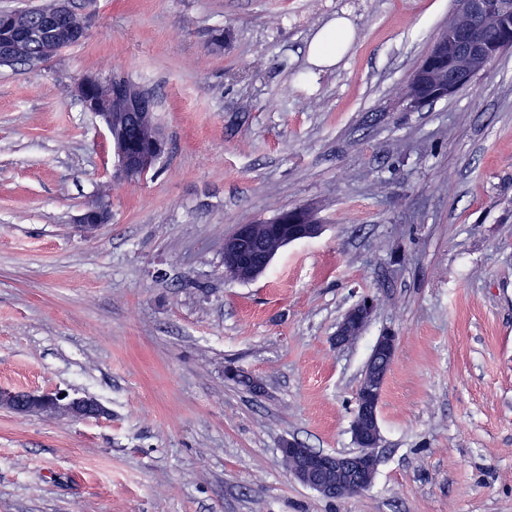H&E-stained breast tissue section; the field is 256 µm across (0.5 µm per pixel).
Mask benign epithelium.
Returning <instances> with one entry per match:
<instances>
[{
    "label": "benign epithelium",
    "instance_id": "obj_1",
    "mask_svg": "<svg viewBox=\"0 0 512 512\" xmlns=\"http://www.w3.org/2000/svg\"><path fill=\"white\" fill-rule=\"evenodd\" d=\"M74 12L73 0H59L55 12L32 20L14 36L0 40V64L12 63L30 56L35 43L42 44L43 56L57 52L56 45H74L88 36V23L80 27L70 24ZM512 0H499L491 10L485 0H468V17L455 22L435 38L428 51L429 63L418 66L411 78L417 89L431 88L442 98L455 94L470 83L486 67L487 57L512 47ZM53 34L42 39L44 31ZM102 81L88 75L75 85V93L84 109L100 117L105 123L117 159L116 177L134 180L143 174L146 161L157 162L165 153L166 143L161 134H155L149 147L134 145L138 130L147 122L154 100L134 83L122 79L107 82L109 98L123 102V111L108 110L106 100H91ZM111 220L110 206L97 201L87 206L77 223L93 228ZM264 226L278 238L279 247L313 238L320 233L319 224H281L269 219L256 224H240L224 240V272L234 279L251 281L270 266L275 252L266 251L255 236L256 228ZM375 310L373 299L365 298L351 307L338 324L332 342L337 347L349 344L370 321ZM398 336L388 330L378 337L372 348L369 363L356 394L351 433L360 451L331 453L307 448L296 439L282 442L280 454L294 459L289 469L291 477L326 499H341L368 490L375 479L378 456L375 449L381 443L379 408L383 385L395 358ZM31 407H38L48 415L73 413L87 420L106 414L96 400L86 397L47 391H13L0 389V408L23 415Z\"/></svg>",
    "mask_w": 512,
    "mask_h": 512
}]
</instances>
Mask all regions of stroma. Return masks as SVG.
Returning <instances> with one entry per match:
<instances>
[{
    "label": "stroma",
    "mask_w": 512,
    "mask_h": 512,
    "mask_svg": "<svg viewBox=\"0 0 512 512\" xmlns=\"http://www.w3.org/2000/svg\"><path fill=\"white\" fill-rule=\"evenodd\" d=\"M456 8L94 0L83 42L0 65V389L107 410L0 409V512H512V49L451 97L402 103ZM336 17L352 44L315 67L308 43ZM115 74L152 96L167 142L135 181L74 93ZM104 186L111 222L81 228ZM299 206L319 236L252 281L225 275L236 225ZM366 296L371 322L333 346ZM387 328L374 483L322 498L279 447L355 451ZM59 394H64L59 398ZM30 407H39L47 415L73 413L79 419L101 418L106 414L103 406L92 398H70L65 393L47 391H13L0 389V408L23 415Z\"/></svg>",
    "instance_id": "obj_1"
}]
</instances>
